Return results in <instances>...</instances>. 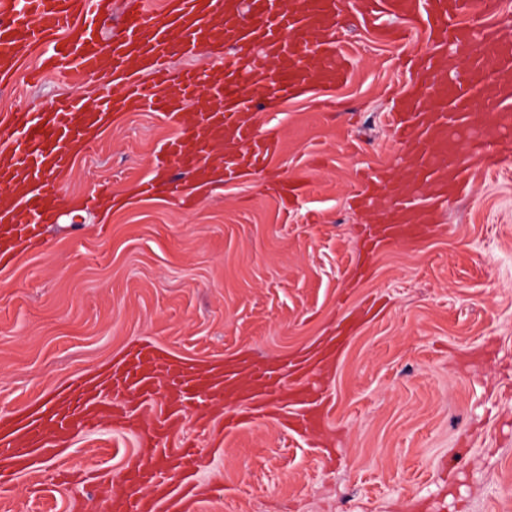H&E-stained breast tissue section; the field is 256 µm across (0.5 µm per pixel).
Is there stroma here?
<instances>
[{"mask_svg": "<svg viewBox=\"0 0 512 512\" xmlns=\"http://www.w3.org/2000/svg\"><path fill=\"white\" fill-rule=\"evenodd\" d=\"M335 39L347 81L269 104L266 166L189 203L143 191L176 133L151 110L120 113L76 156L47 247L0 269V418L36 413L146 343L202 366L327 354L332 370L308 386L330 406L322 432L247 423L217 452L187 418L197 479L214 490L203 512H512V150L496 172L473 165L417 242L372 245L378 213L353 197L362 174L406 178L392 115L430 39L422 27L379 40L353 12ZM36 65L28 56L0 91V113L95 101L96 77L34 82ZM101 186L124 205L75 207ZM134 445L103 423L42 462L37 482L17 480L0 512H66L95 484L63 486L59 472L120 482Z\"/></svg>", "mask_w": 512, "mask_h": 512, "instance_id": "stroma-1", "label": "stroma"}]
</instances>
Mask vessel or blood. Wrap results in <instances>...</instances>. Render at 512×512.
<instances>
[{
	"label": "vessel or blood",
	"mask_w": 512,
	"mask_h": 512,
	"mask_svg": "<svg viewBox=\"0 0 512 512\" xmlns=\"http://www.w3.org/2000/svg\"><path fill=\"white\" fill-rule=\"evenodd\" d=\"M123 4L124 21L108 40L101 29L112 17L111 0H0L1 91L13 85L27 53L38 56L42 75L104 78L94 103L63 97L43 112L0 114V264L19 250L39 248L45 225L59 223L56 175L71 168L74 149L91 147L94 130L118 109L148 108L176 128L155 157L157 167L176 163L202 179L226 144L232 147L224 158L226 175L263 167L276 145L261 135L258 107L242 86L285 99L305 87L342 82L348 61L333 34L337 18L350 10L372 26L386 12L431 31L432 49L415 68L421 88L434 90L433 104L423 112L397 113L395 124L412 155L414 180L432 197L452 196L461 187L463 172L448 156V137L469 127L472 94L481 96L487 115L468 143L470 156L492 158L512 137V21L502 18L500 0H177L176 8L157 15L148 0ZM475 12L485 17L484 25L466 24ZM217 41L227 48L223 60L208 69H184L178 77L182 99L172 102L162 60ZM468 44L474 51L460 82L456 53ZM144 57L155 63L152 78L113 94L107 75ZM202 87L210 94L208 106L186 113L184 101ZM388 200L394 219L387 237L416 232L435 219L432 209L413 208L402 193ZM249 372L259 383L263 412L280 411L283 373L257 363ZM239 375L233 365L203 375L180 357L161 356L149 346L131 349L101 380L70 390L18 430L0 429V459L9 466L0 471V491L10 478L35 477L36 455L61 456L74 435L110 418L113 393L130 399L149 425L138 434L123 485L98 484L97 499L112 512H199L204 496L190 481L196 452L166 442L179 433L188 411L223 398Z\"/></svg>",
	"instance_id": "vessel-or-blood-1"
}]
</instances>
